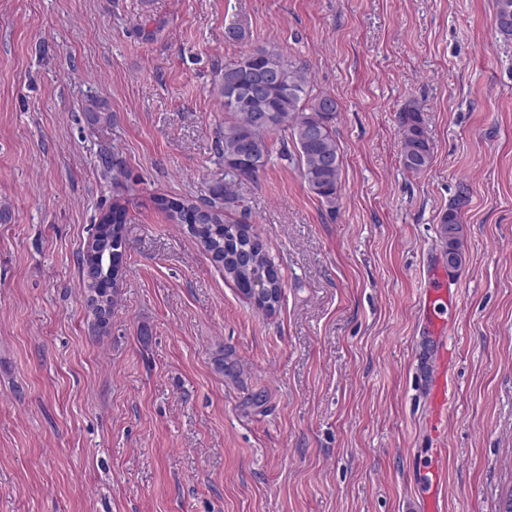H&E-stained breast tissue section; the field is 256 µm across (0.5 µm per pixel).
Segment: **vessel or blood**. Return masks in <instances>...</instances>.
<instances>
[{"instance_id":"b4317fda","label":"vessel or blood","mask_w":512,"mask_h":512,"mask_svg":"<svg viewBox=\"0 0 512 512\" xmlns=\"http://www.w3.org/2000/svg\"><path fill=\"white\" fill-rule=\"evenodd\" d=\"M458 298L444 271H435L423 295V303L429 309L425 331L428 335L432 371L428 382V400L432 417L441 420L448 408V320L445 309L455 307ZM441 473H433L422 498L423 512H442L439 490L442 488Z\"/></svg>"}]
</instances>
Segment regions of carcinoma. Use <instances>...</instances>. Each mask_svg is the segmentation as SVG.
<instances>
[{"label":"carcinoma","mask_w":512,"mask_h":512,"mask_svg":"<svg viewBox=\"0 0 512 512\" xmlns=\"http://www.w3.org/2000/svg\"><path fill=\"white\" fill-rule=\"evenodd\" d=\"M495 25L498 34L506 43L512 42V0H496ZM266 69L282 72L288 83V94H274L269 101L271 122L260 131H255L254 112L251 106L236 105L223 100L224 128L220 135V155L224 160V185L213 190V197L202 203L205 211L198 212L197 205L189 200L181 202L180 217H175L165 203L161 210L169 220L193 225V234L209 247L223 245L233 250L248 249L249 241L236 238L234 231L238 221L232 214L240 207V196L231 186L244 181H257L264 172L272 154V138L280 137V155L289 157L288 145H293L300 174L309 190L328 205H336L341 187L342 160L336 141V118L339 104L330 112L318 111L321 101L328 94L312 95L309 69L304 64L289 60L276 47L262 46L241 54L237 59L224 64L222 84L237 77L247 80ZM93 120L109 122L112 111L108 102L91 97L86 107ZM402 132L400 162L405 171L419 174L431 163L432 151L423 128L420 109L409 102L399 112ZM468 202L467 192L460 190L453 203L441 218V239L448 245L451 262L448 267L459 269L465 259L464 225L462 208ZM265 261L258 256L249 259L247 267L232 276L241 289L254 278L263 277ZM84 292L91 288L109 295V303L115 304L118 289L110 288L99 280L96 270L82 265Z\"/></svg>","instance_id":"carcinoma-1"}]
</instances>
